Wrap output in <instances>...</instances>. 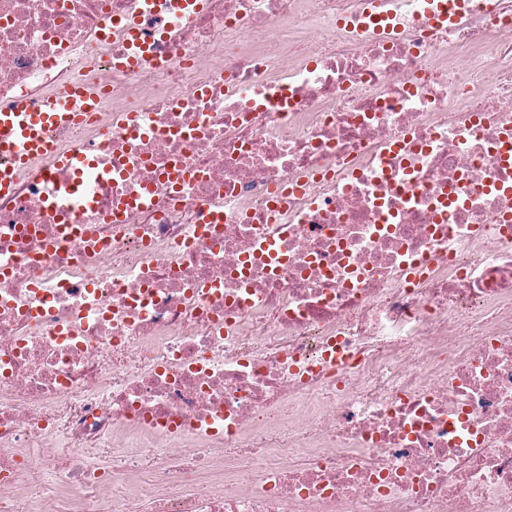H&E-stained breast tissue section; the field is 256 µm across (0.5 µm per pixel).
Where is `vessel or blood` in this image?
I'll use <instances>...</instances> for the list:
<instances>
[{"instance_id":"1","label":"vessel or blood","mask_w":512,"mask_h":512,"mask_svg":"<svg viewBox=\"0 0 512 512\" xmlns=\"http://www.w3.org/2000/svg\"><path fill=\"white\" fill-rule=\"evenodd\" d=\"M204 5L205 0H148L147 3L149 11L179 17L190 16ZM464 5L465 0H435L425 20L431 25L454 21ZM125 31L135 48L125 66L134 70L150 62L152 51L137 24H126ZM95 109V97L77 85L51 97L21 99L12 106L0 108V196L13 193L20 174L42 176L48 167L63 163L76 176L67 190L69 203L85 206L81 181L87 174L88 160L81 155H58L53 134L57 129L76 126L84 113Z\"/></svg>"}]
</instances>
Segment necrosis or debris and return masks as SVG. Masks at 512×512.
<instances>
[{
	"label": "necrosis or debris",
	"instance_id": "necrosis-or-debris-1",
	"mask_svg": "<svg viewBox=\"0 0 512 512\" xmlns=\"http://www.w3.org/2000/svg\"><path fill=\"white\" fill-rule=\"evenodd\" d=\"M0 0V512H512V0ZM154 62L117 68L123 21ZM288 205L274 209L276 194ZM204 0H149L148 11L169 13L179 17H188L203 9ZM433 0L429 1L436 2L435 6L430 8L425 15V20L430 25H442L446 21L452 23L463 10L465 1L464 0ZM96 97L77 84L51 97L19 99L12 106L0 108V196L13 193L20 174L45 176V166L36 162L69 166L76 179L66 190L74 207H83L86 199L81 181L87 175L88 159L81 155L60 156L53 133L73 127L84 119L81 112L96 111Z\"/></svg>",
	"mask_w": 512,
	"mask_h": 512
}]
</instances>
